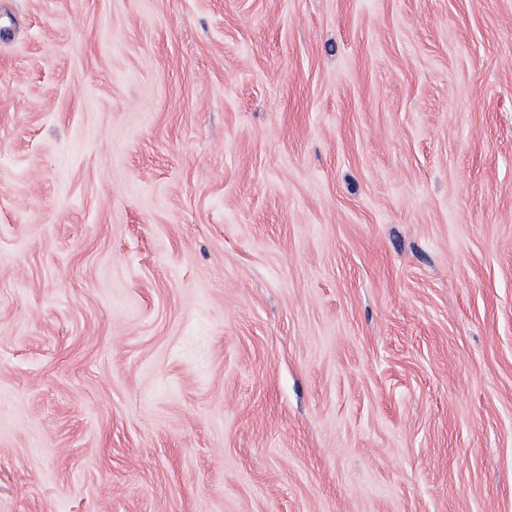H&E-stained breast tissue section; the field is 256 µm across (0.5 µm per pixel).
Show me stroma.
Here are the masks:
<instances>
[{"instance_id": "stroma-1", "label": "stroma", "mask_w": 512, "mask_h": 512, "mask_svg": "<svg viewBox=\"0 0 512 512\" xmlns=\"http://www.w3.org/2000/svg\"><path fill=\"white\" fill-rule=\"evenodd\" d=\"M0 512H512V0H0Z\"/></svg>"}]
</instances>
